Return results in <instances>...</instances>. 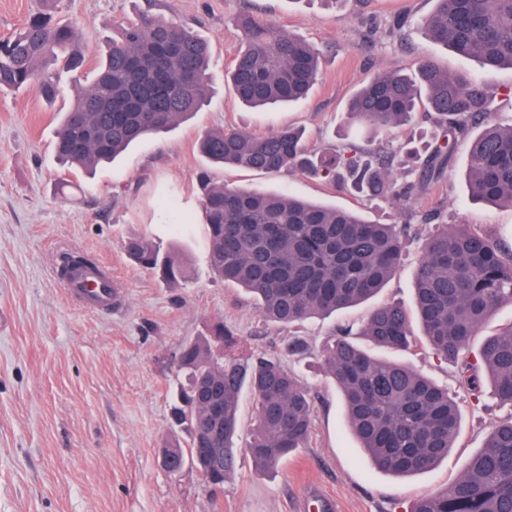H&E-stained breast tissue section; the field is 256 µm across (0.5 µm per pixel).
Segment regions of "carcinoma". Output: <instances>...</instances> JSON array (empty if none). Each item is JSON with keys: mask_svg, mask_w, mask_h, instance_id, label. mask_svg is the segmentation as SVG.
<instances>
[{"mask_svg": "<svg viewBox=\"0 0 512 512\" xmlns=\"http://www.w3.org/2000/svg\"><path fill=\"white\" fill-rule=\"evenodd\" d=\"M58 0L41 7L0 40V91L34 89L52 105L61 74L78 83L85 65L81 32L56 18ZM243 43L226 73L235 96L252 108L295 101L319 73L320 53L302 38L250 14L238 18ZM426 36L476 63L483 72L512 69V0H435ZM207 42L171 21L143 14L116 27L91 82L79 89L55 134L65 162L90 169L131 144L167 130L198 111L210 94ZM497 92L467 73L422 62L413 74L385 72L350 100V118L373 133H390L426 100L438 133L422 153L406 145L369 151L356 143L314 152L305 132L291 126L258 135L225 129L205 133L198 151L210 165L265 174L299 170L329 182L391 198L412 214L416 200L446 179L454 143L470 129L466 173L476 202L512 207V124L493 118ZM413 159L414 180L397 186L398 166ZM208 261L214 278L243 289L264 321L292 326L326 317L376 297L399 267L407 224L372 223L359 214L291 194L229 189L207 168L197 176ZM126 251L140 267L170 284L184 279L181 258L163 254L145 236ZM512 305V245L467 224H441L425 240L415 271V308L421 336L399 303L372 305L359 331L338 329L322 348L326 374L344 402L349 427L379 471L395 476L426 472L448 457L460 437V409L448 390L413 366L381 359L352 340L406 354L420 344L452 363L477 397L482 381L512 405V323L470 345L482 325ZM235 328L222 321L179 348L184 383L172 408L189 433L187 447L169 445L171 474L190 465L205 470L211 496L238 470L240 454L270 472L310 446L315 397L279 354L235 357ZM213 387L224 414L213 453L217 468L198 455L197 420L207 410L201 382ZM249 388L255 426L237 447L241 394ZM410 512H512V415L496 422L482 448L443 492L424 495Z\"/></svg>", "mask_w": 512, "mask_h": 512, "instance_id": "cac0c4a2", "label": "carcinoma"}]
</instances>
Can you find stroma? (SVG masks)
<instances>
[{
    "mask_svg": "<svg viewBox=\"0 0 512 512\" xmlns=\"http://www.w3.org/2000/svg\"><path fill=\"white\" fill-rule=\"evenodd\" d=\"M61 8L81 28L91 68L113 24L139 13L194 30L210 45L212 98L167 133L142 139L88 174L59 164L52 149L69 98L51 109L30 90L0 94V512H304V500L319 491L336 499L338 512H408L418 497L445 490L512 407L488 385L471 396L452 364L421 347L408 361L459 403L458 445L425 473L397 477L375 469L347 427L321 358L339 326L360 327L366 306L290 328L260 321L239 289L210 272L195 187L204 164L197 141L214 129L263 134L300 126L314 150L347 142L376 147L388 138L425 148L434 125L423 116L390 136H372L357 129L346 107L379 73H411L424 60L451 73L478 74L473 61L424 36L435 0H62ZM242 12L319 49L320 76L305 98L266 111L238 102L225 73L240 43ZM400 17L407 24L396 41L388 28ZM466 151L459 142L446 181L418 200L417 210L437 205L445 223L478 226L512 241V208L471 201ZM214 179L228 188L291 193L380 224L405 220L391 200L296 170L268 175L218 168ZM433 230L415 224L380 300L412 307L417 259ZM131 236L148 237L182 258L185 281L171 285L136 266L125 251ZM73 252L111 265L121 295L112 311L81 309L60 286L54 270ZM218 320L233 325L250 352H278L289 337H305L310 352L287 364L318 401L310 447L265 474L241 457L215 501L194 470L171 475L161 450L181 433L171 419L174 355Z\"/></svg>",
    "mask_w": 512,
    "mask_h": 512,
    "instance_id": "stroma-1",
    "label": "stroma"
}]
</instances>
